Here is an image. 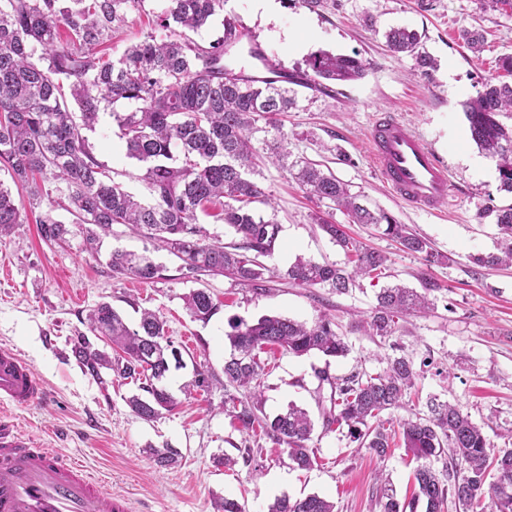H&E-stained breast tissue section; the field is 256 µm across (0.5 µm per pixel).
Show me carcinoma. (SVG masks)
Here are the masks:
<instances>
[{
  "mask_svg": "<svg viewBox=\"0 0 512 512\" xmlns=\"http://www.w3.org/2000/svg\"><path fill=\"white\" fill-rule=\"evenodd\" d=\"M144 0H0V163L13 182L29 197V205L56 193L68 201L75 226L86 250L97 251L100 235L123 224L156 242L157 247L183 261L193 274L228 275L240 284L257 287L264 282L260 258L272 254L280 225L256 213L252 204H269L257 174L258 150L254 134L258 122L275 127L276 116L297 104L296 94L279 77L264 81L244 78L224 57L237 48L239 25L224 19V36L201 46L182 38L157 40L147 35L126 47L119 57L97 48L112 39V29L125 22L129 12ZM224 11V0H165L158 22L197 32ZM395 53L416 57L423 73L434 60L419 52L420 35L395 28L387 35ZM366 64L357 57L323 52L312 57L308 69L296 70L288 82L308 84L326 94L335 86L363 77ZM78 106L77 123L68 100ZM137 104L131 112H114L126 154L144 167L143 180L151 200H137L112 180L109 170L94 156L82 130L92 127L99 112L120 101ZM512 112V82L488 81L476 100L465 109L471 139L494 159L500 190L512 194V127L499 121ZM268 157L288 169L301 188L320 201L344 210L355 224H374L396 239L403 250L422 257L425 265H439L446 257L426 238L412 232L382 209L359 202L347 184L316 164L299 158L288 162V135L269 146ZM219 208L220 220L239 239L228 247L210 238L199 224L198 214ZM22 200L0 184V235L24 223ZM493 217L500 240L496 251L471 256L481 268L512 263V204L492 208L481 217ZM314 221L346 257L342 265L318 263L298 257L283 274L288 282L328 288L347 294L360 278L379 279L387 269L386 254L368 249L351 238L343 225L317 215ZM42 239L50 244L67 241L72 230L47 211L38 216ZM108 267L118 279L150 283L160 277L162 266L151 258L124 250L110 254ZM422 291L403 284L385 285L376 294L372 314L357 328L383 340L398 330V320L417 310L434 306L430 292L439 285L421 279ZM190 316L206 322L217 311L212 295L197 289L186 296ZM90 331L109 345L116 356L96 348L85 336L75 341L72 352L90 376L101 379L109 370L123 379L140 382L147 396L128 400L132 411L152 420L171 411L177 401L162 385L170 371V357L156 344H170L165 323L154 312L142 313L137 327H129L109 302H101L87 315ZM230 354L224 360V410L242 432H260L287 446L289 458L301 469L314 463L309 442L315 423L294 403L269 418L263 412L257 357L267 347H282L295 356L319 354L328 359L348 351L345 341L323 318L307 325L281 316H262L249 324H230ZM313 367L317 391L330 388V407L323 409L325 432L346 431L360 448L384 458L396 434L402 435L406 453L417 462V492L408 501L398 499L385 483L378 512H441L453 498L462 512H512V447L491 455L483 428L449 402H427L428 413H412L398 422L399 430L385 426L381 415L405 405L414 387L416 370L405 356L387 358L383 372H353L346 377ZM248 394L239 397L236 391ZM446 455L449 466L431 467L430 459ZM268 512H335V504L317 494L291 499L283 495Z\"/></svg>",
  "mask_w": 512,
  "mask_h": 512,
  "instance_id": "obj_1",
  "label": "carcinoma"
}]
</instances>
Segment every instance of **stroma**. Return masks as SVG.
<instances>
[{
	"label": "stroma",
	"instance_id": "stroma-1",
	"mask_svg": "<svg viewBox=\"0 0 512 512\" xmlns=\"http://www.w3.org/2000/svg\"><path fill=\"white\" fill-rule=\"evenodd\" d=\"M163 6V0H145L142 10L131 12L108 41L109 53L119 56L146 33L169 38V31L156 23ZM227 14L287 69L305 68L322 52L355 55L366 62L365 76L340 86L334 95L297 87V108L280 115L278 124L288 135L292 156L329 168L362 202L384 209L428 239L446 263L426 266L375 225L351 223L344 210L307 196L286 169L272 164L256 177L271 199L270 205H257V212L276 218L281 226L273 254L263 260L261 290L225 275L195 277L178 258L155 250L150 240L120 224L102 237L94 254L84 249L78 234L68 242L48 244L37 215L50 210L67 225L73 217L42 200L25 223L0 236V264L6 267L0 273V346L17 349L46 387L45 400L18 411V420L49 450L66 451L105 477L113 494L127 500L130 512H217L227 497L246 512H267L277 497L313 493L333 501L336 512H374L380 476L392 481L398 497L414 490L415 464L404 447L395 446L380 459L339 433L319 432L310 443L316 460L301 470L285 446L240 432L224 412L229 323H251L264 315L310 324L326 318L349 346L346 356L328 364L315 355L297 357L281 349L261 354L267 415L293 402L318 416L313 367L328 366L334 376L355 370L375 374L395 350L415 363L420 401L433 396L457 404L495 447H502L503 435L512 430V267L480 268L470 257L496 249L497 227L486 211L511 204L512 195L500 191L496 168L477 172L483 154L470 138L463 106L497 76L499 59L512 56V7L485 9L480 0H320L311 9L302 0H281L275 20L268 21L256 13L253 0H226L223 16L194 33V40L206 44L222 37ZM399 27L419 33L421 51L436 62L431 74H423L413 56L389 50L386 33ZM466 29L483 33L481 55L464 45L461 33ZM380 110L398 114L447 167L453 192L440 212L429 214L402 203L375 170L367 133ZM111 113L102 111L84 135L114 181L148 199L142 166L127 157ZM318 211L345 225L367 247L388 255V283L416 288L420 276H430L439 285L432 294L434 310L406 316L386 342L353 327L376 305V288L369 280L346 295L283 281L282 273L298 255L321 263L344 262L342 250L313 224L311 216ZM116 249L150 257L162 265L161 278L147 284L112 278L107 261ZM197 288L208 289L219 305L205 323L193 320L185 308V296ZM103 301L132 326L145 309L163 319L184 361L166 379L167 390L178 401L175 410L151 421L137 417L127 404L139 391L137 383L108 372L94 379L74 358V341L89 332V310ZM198 368L209 370L216 381L210 391L186 394ZM165 445L180 453L177 464L166 468L149 453ZM228 457L234 459L233 467L225 466Z\"/></svg>",
	"mask_w": 512,
	"mask_h": 512
}]
</instances>
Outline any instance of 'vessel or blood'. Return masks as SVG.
<instances>
[{
  "mask_svg": "<svg viewBox=\"0 0 512 512\" xmlns=\"http://www.w3.org/2000/svg\"><path fill=\"white\" fill-rule=\"evenodd\" d=\"M367 138L372 161L397 199L427 212L449 200L447 168L397 114L377 112ZM44 392L29 362L1 347L0 512H128L85 465L50 452L15 423L13 410L33 406Z\"/></svg>",
  "mask_w": 512,
  "mask_h": 512,
  "instance_id": "vessel-or-blood-1",
  "label": "vessel or blood"
}]
</instances>
